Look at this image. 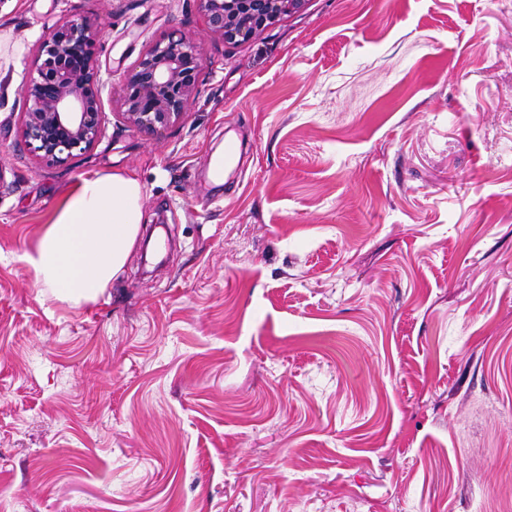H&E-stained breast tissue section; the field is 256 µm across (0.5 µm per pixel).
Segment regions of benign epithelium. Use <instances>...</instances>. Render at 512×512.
<instances>
[{"label":"benign epithelium","instance_id":"obj_1","mask_svg":"<svg viewBox=\"0 0 512 512\" xmlns=\"http://www.w3.org/2000/svg\"><path fill=\"white\" fill-rule=\"evenodd\" d=\"M197 2L213 38L240 44L302 11L309 0ZM103 26L96 16L65 17L34 43V60L20 86L26 100L20 135L43 161L66 165L100 141L102 94L116 75L122 83L119 115L145 134L176 126L199 94L202 57L190 36L180 30L160 35L117 73L99 60Z\"/></svg>","mask_w":512,"mask_h":512}]
</instances>
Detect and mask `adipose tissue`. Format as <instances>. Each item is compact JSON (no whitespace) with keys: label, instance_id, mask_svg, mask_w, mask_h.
Returning a JSON list of instances; mask_svg holds the SVG:
<instances>
[{"label":"adipose tissue","instance_id":"obj_1","mask_svg":"<svg viewBox=\"0 0 512 512\" xmlns=\"http://www.w3.org/2000/svg\"><path fill=\"white\" fill-rule=\"evenodd\" d=\"M142 219L138 180L120 174L83 177L23 260L55 299L97 302L126 265Z\"/></svg>","mask_w":512,"mask_h":512}]
</instances>
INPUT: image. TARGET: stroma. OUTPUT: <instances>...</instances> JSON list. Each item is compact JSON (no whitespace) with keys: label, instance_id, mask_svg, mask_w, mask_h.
<instances>
[{"label":"stroma","instance_id":"35a3bbf8","mask_svg":"<svg viewBox=\"0 0 512 512\" xmlns=\"http://www.w3.org/2000/svg\"><path fill=\"white\" fill-rule=\"evenodd\" d=\"M66 14L115 70L191 36L183 120L106 92L92 150L33 156ZM95 173L172 243L76 305L21 256ZM0 512H512V0H309L241 45L196 0H0Z\"/></svg>","mask_w":512,"mask_h":512}]
</instances>
